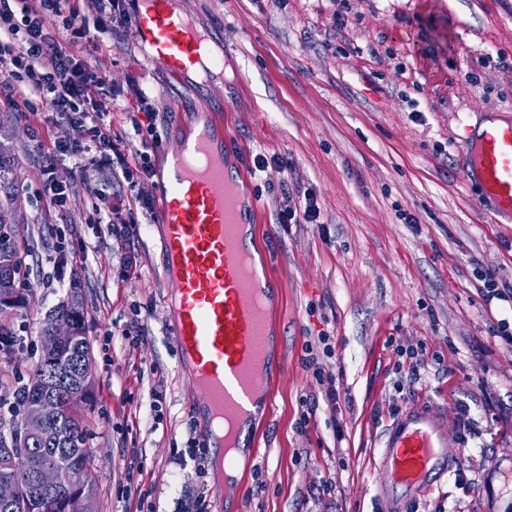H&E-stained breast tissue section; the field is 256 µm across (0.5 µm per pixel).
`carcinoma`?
Returning <instances> with one entry per match:
<instances>
[{
  "instance_id": "cac0c4a2",
  "label": "carcinoma",
  "mask_w": 512,
  "mask_h": 512,
  "mask_svg": "<svg viewBox=\"0 0 512 512\" xmlns=\"http://www.w3.org/2000/svg\"><path fill=\"white\" fill-rule=\"evenodd\" d=\"M0 194L7 197L12 205L0 206V265L11 266L19 271L22 261L15 241L16 225L22 223L23 212L20 208L18 192V173L14 158L0 147ZM58 319L77 322L81 317V302L71 299L53 310ZM90 347L85 327H80L74 342L62 348L56 356L57 368L65 371L74 366L78 357ZM46 366V361L39 360L30 382L21 389L22 407L28 408L36 397L34 383L38 382ZM57 396L68 408L66 417L46 425L42 440L27 444L24 425L14 421H0V450L11 444L28 445L30 461L28 468L22 471L5 470L0 467V480L8 479L16 483L22 491L21 497L12 505H0V512H62L60 504L68 496L69 490L60 488L43 491L35 483V473L46 466H60L84 477L83 490L87 500H92L95 482L90 468V456L86 446V431L78 414L84 396L76 394L72 386L66 384L56 388Z\"/></svg>"
}]
</instances>
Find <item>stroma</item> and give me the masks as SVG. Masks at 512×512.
<instances>
[{
  "label": "stroma",
  "instance_id": "35a3bbf8",
  "mask_svg": "<svg viewBox=\"0 0 512 512\" xmlns=\"http://www.w3.org/2000/svg\"><path fill=\"white\" fill-rule=\"evenodd\" d=\"M224 47V80L173 81L144 63L137 23L105 36L116 91L140 80L159 97L168 146L200 107L222 109L239 166L277 154L251 181L262 222L252 247L269 257L282 303L274 313L272 406L248 429L252 449L233 494L196 474L190 444L205 445L194 390L168 334L166 254L139 209L125 236L96 210L156 195L155 178L118 184L110 171L78 189L67 215L43 193L28 123L0 104L25 200L16 239L29 283L9 322L11 361L0 398L31 378L40 324L72 279L83 284L94 356L79 409L96 479L93 512H135L148 493L157 512L204 497L208 512H390L372 462L386 424L420 403L452 431L454 470L407 512H512V343L498 331L512 306L485 301L476 273L512 289V223L496 224L465 180L466 137L486 113L512 115V0H182ZM314 190L317 224H282L286 191ZM138 267L126 274L123 261ZM131 339H123V332ZM332 338L326 361L336 405L302 364L306 341ZM424 348L411 374L407 348ZM112 370L104 372L103 359ZM161 405H154V393ZM320 402L299 429L302 399Z\"/></svg>",
  "mask_w": 512,
  "mask_h": 512
}]
</instances>
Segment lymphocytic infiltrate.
<instances>
[{"mask_svg":"<svg viewBox=\"0 0 512 512\" xmlns=\"http://www.w3.org/2000/svg\"><path fill=\"white\" fill-rule=\"evenodd\" d=\"M132 0H99L100 16L87 27L77 0H0V101L16 109L48 112L83 126L88 144L56 141L47 148L41 164L44 193L52 209L66 213L76 193L74 184L59 182L58 162L71 163L81 174L111 166L120 152L112 135L108 106L101 96L107 84L102 64H90L87 49L102 50L103 35L125 24ZM55 26H48V18ZM123 105L133 112V134L141 147L134 163H123L120 178L151 176V149L160 138L157 101L138 82H131Z\"/></svg>","mask_w":512,"mask_h":512,"instance_id":"obj_1","label":"lymphocytic infiltrate"}]
</instances>
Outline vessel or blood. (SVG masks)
Segmentation results:
<instances>
[{
	"mask_svg": "<svg viewBox=\"0 0 512 512\" xmlns=\"http://www.w3.org/2000/svg\"><path fill=\"white\" fill-rule=\"evenodd\" d=\"M138 38L148 64H163L181 78L204 61L208 36L174 0H144ZM232 139L221 112L203 120L164 159L156 219L161 224L172 286L169 334L199 393L204 435L212 424L249 416L257 392L269 381L258 370L267 355L269 308L256 303L263 287L248 273L249 228L260 222L257 203L242 205L240 185L225 175L224 146ZM467 177L493 208L496 223L512 222V119H496L472 133ZM447 425L418 407L404 410L387 429L379 466L389 476L381 489L392 512H406L416 495L447 476L443 450Z\"/></svg>",
	"mask_w": 512,
	"mask_h": 512,
	"instance_id": "obj_1",
	"label": "vessel or blood"
}]
</instances>
